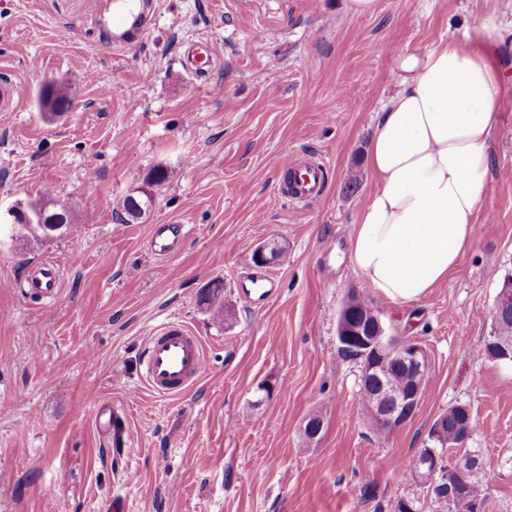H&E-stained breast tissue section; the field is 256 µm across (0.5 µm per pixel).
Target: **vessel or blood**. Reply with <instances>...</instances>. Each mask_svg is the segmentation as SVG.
<instances>
[{
	"label": "vessel or blood",
	"mask_w": 512,
	"mask_h": 512,
	"mask_svg": "<svg viewBox=\"0 0 512 512\" xmlns=\"http://www.w3.org/2000/svg\"><path fill=\"white\" fill-rule=\"evenodd\" d=\"M154 17L152 0H113L112 11L103 21L112 34L114 45L120 46L143 35ZM185 65L195 77H205L215 68L212 50L201 44L186 47ZM24 97L23 85L9 75L0 76V112L17 111ZM283 171L293 174L291 187L284 193L290 201L303 203L319 196L325 184L323 165L287 156ZM187 229L182 224H155L150 229V249L159 259L169 257L181 248ZM31 291L45 298L56 297L60 277L54 262L39 260L29 270ZM241 292L253 304L264 305L275 295L278 281L274 274L254 276L239 284ZM144 383L154 394L177 397L186 393L200 379L205 366L204 345L179 319H172L151 333L143 351Z\"/></svg>",
	"instance_id": "obj_1"
}]
</instances>
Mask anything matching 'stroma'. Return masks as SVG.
Wrapping results in <instances>:
<instances>
[{
  "mask_svg": "<svg viewBox=\"0 0 512 512\" xmlns=\"http://www.w3.org/2000/svg\"><path fill=\"white\" fill-rule=\"evenodd\" d=\"M109 0H0V70L25 86L0 112V208L64 200L66 227L41 243L0 228V512H397L426 488L401 479L434 420L470 405L496 476L489 512H512V363L474 358L512 275V0H155L146 34L113 46L96 21ZM495 17L507 84L472 243L447 281L413 302L376 293L349 263L373 187L365 164L375 117L397 90L396 62L443 39L481 35ZM218 64L193 79L183 44ZM54 85L68 100L44 108ZM315 154L323 195L292 204L281 158ZM167 173L148 185L153 169ZM149 211L125 221L139 191ZM155 224H184L156 259ZM279 293L261 307L238 291L263 242ZM58 266L55 299L25 294L30 265ZM223 282L222 318L200 305ZM370 301L391 333L424 349L428 388L406 425L379 440L359 368L337 353L339 310ZM177 317L202 338L206 371L161 398L142 380L150 332ZM112 404V433L96 429ZM318 416L314 439L303 432ZM135 481H127V472Z\"/></svg>",
  "mask_w": 512,
  "mask_h": 512,
  "instance_id": "1",
  "label": "stroma"
}]
</instances>
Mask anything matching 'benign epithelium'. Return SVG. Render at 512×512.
<instances>
[{"mask_svg": "<svg viewBox=\"0 0 512 512\" xmlns=\"http://www.w3.org/2000/svg\"><path fill=\"white\" fill-rule=\"evenodd\" d=\"M44 220V214L35 203L28 208H10L0 211V222L16 228L21 224H31ZM512 307V288L505 287L492 310V318L497 320L508 313ZM337 341L358 344L359 359L363 360L362 385L372 386L370 393L371 420L375 427L395 431L402 427L412 416L419 405L423 394L421 381L427 368L426 358L421 347L415 343L396 344L387 334L380 315L366 327L358 325L350 327L341 323L337 333ZM395 359L407 371V385H396L388 376L377 370L376 359ZM442 455L436 449H429V456L415 469L419 481L447 493L441 503L447 512H454L464 502L463 496L448 480V474L440 471Z\"/></svg>", "mask_w": 512, "mask_h": 512, "instance_id": "1", "label": "benign epithelium"}]
</instances>
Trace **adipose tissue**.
I'll return each instance as SVG.
<instances>
[{
  "label": "adipose tissue",
  "instance_id": "1",
  "mask_svg": "<svg viewBox=\"0 0 512 512\" xmlns=\"http://www.w3.org/2000/svg\"><path fill=\"white\" fill-rule=\"evenodd\" d=\"M482 40L439 41L397 62L399 89L377 117L366 163L374 188L352 228L350 263L378 294L413 301L447 280L469 248L505 82Z\"/></svg>",
  "mask_w": 512,
  "mask_h": 512
}]
</instances>
